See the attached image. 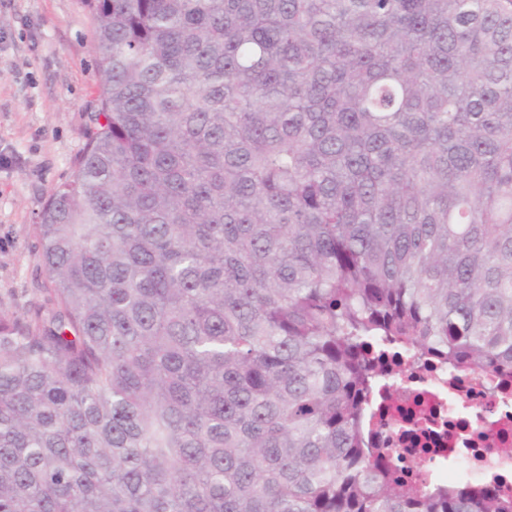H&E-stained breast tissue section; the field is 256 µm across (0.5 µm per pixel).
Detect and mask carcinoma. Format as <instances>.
Wrapping results in <instances>:
<instances>
[{
  "label": "carcinoma",
  "mask_w": 512,
  "mask_h": 512,
  "mask_svg": "<svg viewBox=\"0 0 512 512\" xmlns=\"http://www.w3.org/2000/svg\"><path fill=\"white\" fill-rule=\"evenodd\" d=\"M102 77L0 312V512H512L365 444L382 339L512 368V0H89Z\"/></svg>",
  "instance_id": "1"
}]
</instances>
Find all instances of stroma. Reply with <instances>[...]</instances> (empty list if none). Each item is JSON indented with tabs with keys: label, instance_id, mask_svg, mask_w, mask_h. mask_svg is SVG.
<instances>
[{
	"label": "stroma",
	"instance_id": "1",
	"mask_svg": "<svg viewBox=\"0 0 512 512\" xmlns=\"http://www.w3.org/2000/svg\"><path fill=\"white\" fill-rule=\"evenodd\" d=\"M95 36L88 0H0V311L52 308L37 224L93 127Z\"/></svg>",
	"mask_w": 512,
	"mask_h": 512
}]
</instances>
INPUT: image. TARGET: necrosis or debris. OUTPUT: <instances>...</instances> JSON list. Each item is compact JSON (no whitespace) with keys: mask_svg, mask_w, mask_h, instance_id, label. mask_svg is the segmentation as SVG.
I'll return each instance as SVG.
<instances>
[{"mask_svg":"<svg viewBox=\"0 0 512 512\" xmlns=\"http://www.w3.org/2000/svg\"><path fill=\"white\" fill-rule=\"evenodd\" d=\"M397 402L376 391L368 410L376 447L418 461L408 479L434 489L485 480L502 453L512 454V371L454 367L446 360L414 361L393 346Z\"/></svg>","mask_w":512,"mask_h":512,"instance_id":"necrosis-or-debris-1","label":"necrosis or debris"}]
</instances>
